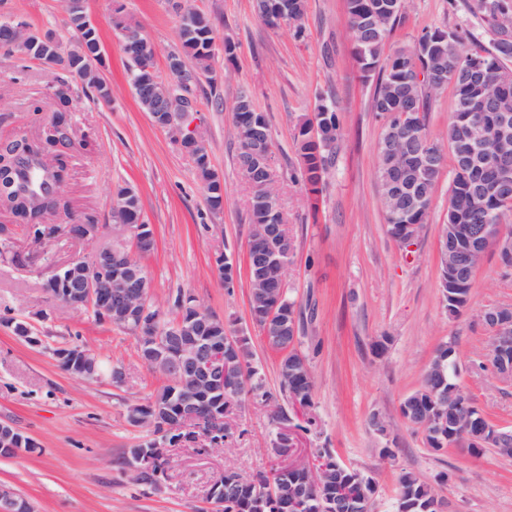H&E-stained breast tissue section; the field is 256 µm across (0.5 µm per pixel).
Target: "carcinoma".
<instances>
[{"label": "carcinoma", "mask_w": 512, "mask_h": 512, "mask_svg": "<svg viewBox=\"0 0 512 512\" xmlns=\"http://www.w3.org/2000/svg\"><path fill=\"white\" fill-rule=\"evenodd\" d=\"M284 17L293 20L291 29L301 37L305 33L307 0H280ZM407 10V0H346V15L355 37L356 60L365 79L375 78L371 109L385 118L378 144L377 182L379 194L389 224H425L431 209L434 189L446 156L438 143L432 141L426 131L427 112L441 95L446 85L453 86V116L443 139L448 144L452 158H457L461 142L471 138L469 122L475 118L483 121L487 137L478 150L484 163H490L499 156L512 157V135L500 137L499 114H512V80L503 82L500 77L512 73V0H474L471 10L490 22L492 38L484 47L474 32L463 28H425L416 37L408 50L385 53V46L395 27L401 22ZM214 30L204 15L187 9L181 17L179 37L186 49L187 61L195 74L200 75L212 69L214 52L206 47ZM99 42L97 31L88 32L85 43H76L64 50L61 45L50 49L39 46L29 47L27 57L42 64L60 66L67 74L61 80L56 98V126L66 128L70 123L71 104L78 88H94L101 96H109V88L97 69L88 66L86 50ZM128 59L130 84L143 109L150 113L152 97L164 85L159 76L141 74L140 61L145 48L136 43H123ZM456 70L457 78L448 81V67ZM336 100L322 99L312 115L302 123L296 136V149L304 167V182L308 192H318L322 174L331 166L336 156L341 136L340 120ZM232 120L237 140V163L243 174L253 182V191L248 209V223L281 224L283 216L278 203L265 201L266 175L254 162L253 149L256 139L263 138L268 147H273L271 129L267 115L258 111L248 89L241 88L232 107ZM432 153L437 170L423 183L413 189L415 203L409 207L394 206L390 203L392 187L387 172L394 159L407 152ZM45 152L57 154V170L43 174L37 155ZM6 163L0 166V199L7 204L13 217L22 222L24 230L32 224H45L49 216L59 209H67V203H60L54 197L57 183L69 169L65 154L57 153L56 140L28 143L23 147L8 144L3 148ZM199 175L209 188L207 202L214 210L223 205V189L217 174L210 168L207 153L194 155ZM448 196V223L450 224H503L512 215V185L497 190L484 188L472 174L452 171ZM112 221L115 224H130L143 228L141 202L138 192L131 186H119L115 193ZM294 251L292 237L283 239V260L276 263L251 264L248 269L249 302L254 311L266 310L279 304L277 319L280 328L268 331V346L280 353L287 342L298 335L300 320L296 317V301L282 294L286 288L287 261ZM175 298V316L167 317L159 309L151 308L158 316L156 326L164 328L180 316L192 326L195 316L194 302L179 304ZM214 346L224 349V355L240 364L247 373L249 383L235 394L234 402L245 398L273 404L278 411L273 415L276 426L294 419L296 413L288 408L311 407L314 381L307 357L293 350L279 361V393L266 389L258 371L251 365L252 352L249 339L240 336L233 347L225 344L224 322L212 321L205 330L194 332ZM174 352L157 351L149 368L160 374L164 384L152 394L147 403L128 406L127 419L130 424L148 423L156 419L172 427L180 425L179 411L175 406L177 396L182 392L175 381L171 359ZM119 363L100 361L99 372L79 374L86 381H97L110 377L121 369ZM457 367L455 349L443 344L425 370L421 386L408 396L401 405V413L412 425L422 429L431 448L440 451L455 445L466 433L474 437L469 449L481 451L480 433L493 429L500 434L496 454L512 458V430L498 428L485 418H476V405L471 396L458 388L451 402L444 406L443 414L435 416L434 406L438 400L448 399V392L456 384ZM287 400V405L279 399ZM196 404L206 415L224 416L225 397L220 393L201 392L196 395ZM198 433H173L175 444L192 442L196 435L205 438L207 445L215 441L224 444L233 437V432L221 426L219 432L211 434L204 425H197ZM12 449H0L1 456H15L18 449L30 453L36 447L29 445V438L14 434ZM318 452L334 461L330 469L323 472L315 488L308 486L303 471H293L286 476L277 474L276 469L259 472L246 479L235 472L224 473V507L222 512H276L271 507L274 501L288 503L299 496L308 498V512H371L372 502L377 493L375 481L361 472L344 465L327 448ZM347 481L359 484L362 493L356 500L336 497V485ZM396 496L399 512H438L434 508L436 496L432 487L421 482L413 473L404 472L398 478Z\"/></svg>", "instance_id": "1"}]
</instances>
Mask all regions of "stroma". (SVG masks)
<instances>
[{
  "instance_id": "1",
  "label": "stroma",
  "mask_w": 512,
  "mask_h": 512,
  "mask_svg": "<svg viewBox=\"0 0 512 512\" xmlns=\"http://www.w3.org/2000/svg\"><path fill=\"white\" fill-rule=\"evenodd\" d=\"M472 2L410 0L388 50L410 47L431 27L460 26L490 38ZM188 3L209 17L218 40L235 47L233 61L216 53L211 73L201 75L195 114L210 166L223 183V208L210 209L194 158L142 110L128 82L122 36L112 24V0H85L103 51L97 68L111 95L103 99L89 89L73 98L63 195L75 217L111 223L114 186H134L156 240L143 259L153 305L167 311L178 294L195 296L227 331L248 337L266 387L277 390L279 355L250 314L245 273L249 192L236 162L231 108L238 89L247 88L270 122L280 207L296 244L286 284L311 315L298 348L310 359V413L317 427L300 434L299 448L330 449L345 465L371 475L378 485L374 512H397L396 487L405 471L433 487L442 512H512V458L460 446L433 451L400 411L437 347L448 342L457 354L458 383L493 424L512 429V383L486 367L490 330L479 319L484 309L512 307V265L490 249L466 309L449 313L441 297L437 249L448 216L451 165L440 170L428 221L414 244L398 245L376 180L382 123L370 108L373 85L362 78L354 55L345 0H308L299 38L288 26L272 28L258 19L253 0ZM122 5L154 44L157 74L170 79L168 58L181 49L179 15L169 0ZM1 18L52 32L66 44L76 39L64 0H0ZM57 76L0 47V143L22 131L39 132L54 109L50 86ZM322 98L339 103L342 137L314 212L295 136ZM35 100L42 105L36 114L29 110ZM0 224L10 226L14 241L13 259L0 257V315L26 324L38 338L28 343L0 324V422L37 443L35 452L0 457V485L26 498L34 512H211L210 491L225 471L248 477L276 466L269 448L271 409L247 401L229 418L234 437L223 450L172 447L161 487L136 481L122 458L144 433L127 421L126 409L146 403L163 378L139 357L133 335L49 300L44 284L50 266L89 253L90 245L62 237L35 247L3 207ZM222 253L236 265L230 288L217 270ZM71 344L121 363L125 384L88 383L63 371L53 351ZM376 413L385 432L369 425Z\"/></svg>"
}]
</instances>
